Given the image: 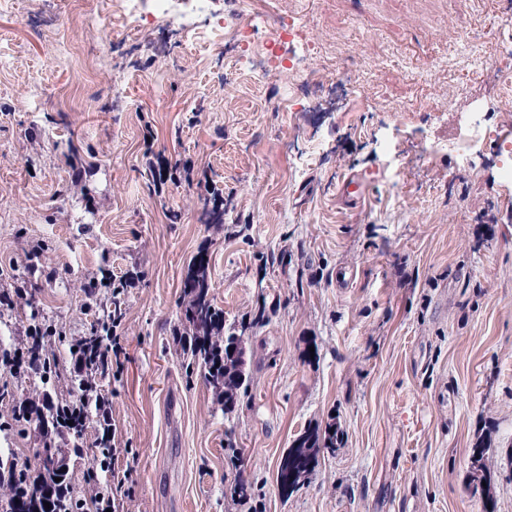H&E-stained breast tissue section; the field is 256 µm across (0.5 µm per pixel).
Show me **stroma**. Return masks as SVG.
<instances>
[{
	"label": "stroma",
	"instance_id": "obj_1",
	"mask_svg": "<svg viewBox=\"0 0 512 512\" xmlns=\"http://www.w3.org/2000/svg\"><path fill=\"white\" fill-rule=\"evenodd\" d=\"M281 12L312 75H353L342 96L291 111L294 76L249 74L206 26L187 48L161 18L106 34L76 0L0 4V269L23 292L0 307V345L52 326L70 374L120 296L117 358L96 381L116 512H483L466 487L481 439L495 512H512V182L496 138L436 148L476 104L512 132V0L244 4ZM350 173L370 183L357 209L336 196ZM201 254L226 322L255 324L230 420L174 343ZM40 387L0 366V448L32 468L39 438L10 421ZM332 420L342 447L282 497L283 452ZM238 475L255 486L243 505L227 494Z\"/></svg>",
	"mask_w": 512,
	"mask_h": 512
}]
</instances>
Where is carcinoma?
<instances>
[{
	"label": "carcinoma",
	"mask_w": 512,
	"mask_h": 512,
	"mask_svg": "<svg viewBox=\"0 0 512 512\" xmlns=\"http://www.w3.org/2000/svg\"><path fill=\"white\" fill-rule=\"evenodd\" d=\"M207 258L201 254L184 281L188 300L184 318L191 330L190 342H181V352L188 364L203 371L206 382L224 406V415L234 414L251 385L249 361L245 357V335L254 324L241 322L226 325L224 310L218 308L211 294L206 273ZM108 330L95 329L75 344L72 356H80L83 366L76 375L64 380L66 390L57 388L52 379V349L48 332L34 329L23 347L0 350V361L13 363L43 376L45 389L34 398H25L13 408L18 421L30 422L42 415L53 421V430L40 436L42 449L53 448L68 463L71 457L91 453L93 464L109 468L111 448L101 439L89 449L75 443L65 444L66 437L82 432L88 420L87 399L101 400L94 379L109 370L107 361ZM73 425H68V421ZM337 423L308 426L285 451L277 467L276 481L281 495L288 497L305 485L319 466L321 454L333 453L342 442ZM486 447L480 441L472 449L469 488L471 495L490 500L491 470L485 461ZM232 501L248 502L255 497L254 486L240 476L229 489ZM51 508H45V503ZM86 500L70 486L69 468L51 469L44 465L31 469L19 464L16 454L0 448V512H84Z\"/></svg>",
	"instance_id": "cac0c4a2"
}]
</instances>
